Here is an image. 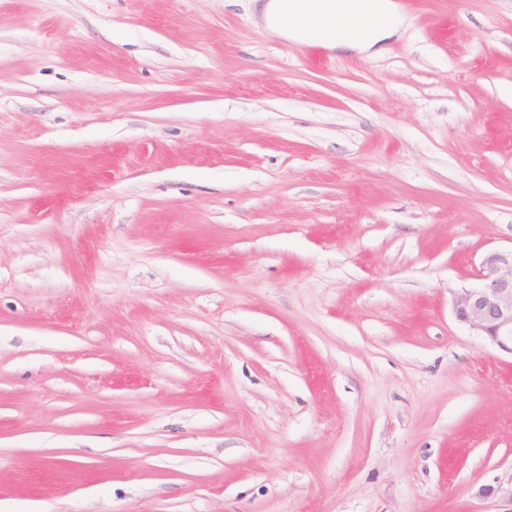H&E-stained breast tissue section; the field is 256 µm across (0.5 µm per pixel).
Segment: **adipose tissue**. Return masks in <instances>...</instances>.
Wrapping results in <instances>:
<instances>
[{"mask_svg":"<svg viewBox=\"0 0 512 512\" xmlns=\"http://www.w3.org/2000/svg\"><path fill=\"white\" fill-rule=\"evenodd\" d=\"M311 0H263L260 6L264 25L275 35L298 43L316 42L329 50L355 52L368 57L383 53V44L406 27L410 18L395 0H377L376 9L385 21L379 26H368L360 21H353L349 36H338L329 28H302L282 23L283 14L298 15L306 12Z\"/></svg>","mask_w":512,"mask_h":512,"instance_id":"ef3b65f1","label":"adipose tissue"}]
</instances>
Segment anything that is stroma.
Segmentation results:
<instances>
[{"label":"stroma","instance_id":"35a3bbf8","mask_svg":"<svg viewBox=\"0 0 512 512\" xmlns=\"http://www.w3.org/2000/svg\"><path fill=\"white\" fill-rule=\"evenodd\" d=\"M253 2L0 0V512H512V0ZM315 0H266L260 6L264 25L275 35L298 43L316 42L329 50L355 52L367 57L377 56L384 52L382 46L386 40L394 37L402 28L409 25L410 18L402 7L393 0H377L376 9L384 16L382 21L376 12L373 0H336V9L332 13L308 14L292 16L306 12ZM288 11L285 21L299 26H331L345 35L349 30L352 18V32L347 37H339L336 30L329 28H302L292 24H284L281 16ZM482 283L452 296L456 320L512 356V246L481 260Z\"/></svg>","mask_w":512,"mask_h":512}]
</instances>
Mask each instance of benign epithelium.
Returning a JSON list of instances; mask_svg holds the SVG:
<instances>
[{"label": "benign epithelium", "instance_id": "benign-epithelium-1", "mask_svg": "<svg viewBox=\"0 0 512 512\" xmlns=\"http://www.w3.org/2000/svg\"><path fill=\"white\" fill-rule=\"evenodd\" d=\"M482 283L452 296L456 320L512 354V249L491 250L481 260Z\"/></svg>", "mask_w": 512, "mask_h": 512}]
</instances>
